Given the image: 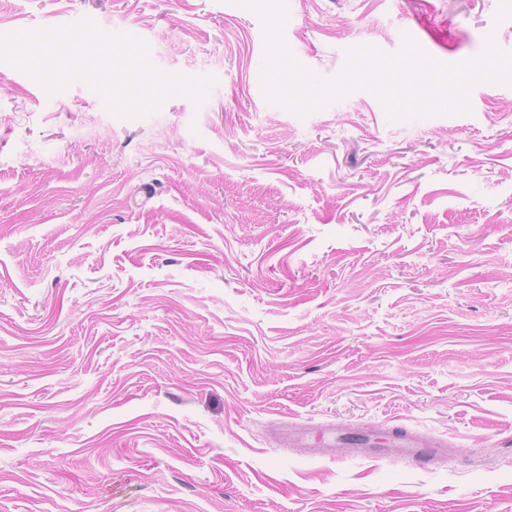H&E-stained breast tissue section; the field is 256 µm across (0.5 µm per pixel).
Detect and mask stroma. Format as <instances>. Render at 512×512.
I'll return each mask as SVG.
<instances>
[{"label": "stroma", "mask_w": 512, "mask_h": 512, "mask_svg": "<svg viewBox=\"0 0 512 512\" xmlns=\"http://www.w3.org/2000/svg\"><path fill=\"white\" fill-rule=\"evenodd\" d=\"M86 19L210 83L121 118L0 61V512H512V85L301 116L234 0H0V36ZM282 34L323 80L408 37L458 65L512 54V0H293ZM446 449L426 436L405 432L393 434L384 443V448H378L375 454L403 458L415 464H429L440 459Z\"/></svg>", "instance_id": "stroma-1"}]
</instances>
